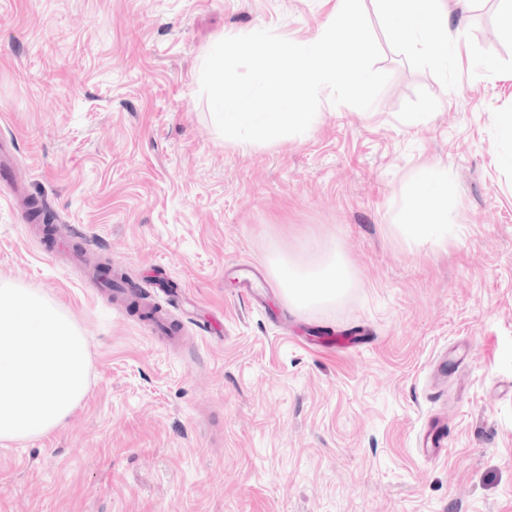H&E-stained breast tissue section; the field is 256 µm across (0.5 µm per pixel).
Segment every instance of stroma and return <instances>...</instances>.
<instances>
[{
    "instance_id": "obj_1",
    "label": "stroma",
    "mask_w": 512,
    "mask_h": 512,
    "mask_svg": "<svg viewBox=\"0 0 512 512\" xmlns=\"http://www.w3.org/2000/svg\"><path fill=\"white\" fill-rule=\"evenodd\" d=\"M336 0H0V280L60 305L89 389L64 424L0 445V512H512V38L500 0L448 19L444 63L391 37L371 109L322 91L306 133L239 146L200 74L228 36L296 43ZM448 182V236L409 245L408 183ZM83 233L44 241L26 197ZM337 240L354 281L289 304L271 261ZM125 272L182 330L96 288ZM343 337L348 348L319 347ZM448 447L423 458L429 417Z\"/></svg>"
}]
</instances>
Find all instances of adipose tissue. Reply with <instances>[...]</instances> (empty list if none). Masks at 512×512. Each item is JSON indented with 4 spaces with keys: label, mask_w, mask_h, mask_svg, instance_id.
<instances>
[{
    "label": "adipose tissue",
    "mask_w": 512,
    "mask_h": 512,
    "mask_svg": "<svg viewBox=\"0 0 512 512\" xmlns=\"http://www.w3.org/2000/svg\"><path fill=\"white\" fill-rule=\"evenodd\" d=\"M393 20L391 35L415 51L444 58L449 43L459 41V33L448 29L451 6L467 7L470 0H381ZM432 172L419 173L409 185L411 201L425 213L422 221L408 220L398 226L409 244L448 233V199L441 187L433 186ZM317 257L308 264L286 259L275 262V272L290 303L305 308L335 302L351 284V272L333 242L317 245Z\"/></svg>",
    "instance_id": "obj_1"
}]
</instances>
